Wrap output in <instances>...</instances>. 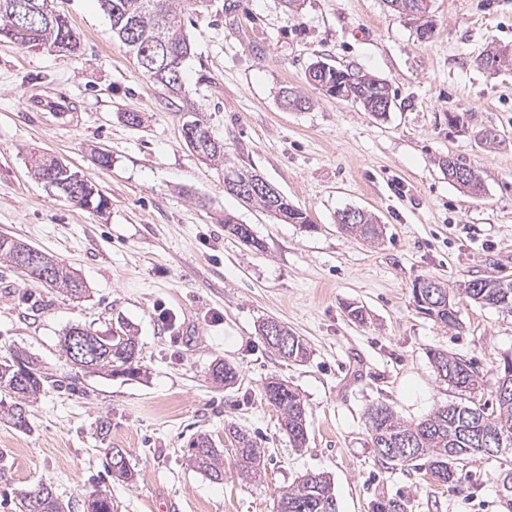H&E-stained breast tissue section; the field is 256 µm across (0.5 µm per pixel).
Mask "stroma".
<instances>
[{
	"label": "stroma",
	"mask_w": 512,
	"mask_h": 512,
	"mask_svg": "<svg viewBox=\"0 0 512 512\" xmlns=\"http://www.w3.org/2000/svg\"><path fill=\"white\" fill-rule=\"evenodd\" d=\"M193 53L183 67L197 116L223 141L227 163L262 175L306 211L312 225L275 222L224 189V166L203 163L182 134L188 116L112 40L99 0H54L80 37L77 52L28 50L0 40V234L75 268L85 298L21 277L0 262V356L25 351L55 378L22 432L0 421V512L16 494L52 486L70 512L97 490L114 512H278L304 474H324L338 512H512V464L467 458L442 485L427 469L389 466L367 432L372 405L416 423L463 402L430 361L445 350L483 380L494 405L497 370L512 354V313L459 294L480 277L512 280V65L490 66L489 45L512 55V0H430L431 32L386 0H179ZM323 60L384 79L393 105L378 119L306 80ZM294 87L308 109L281 106ZM67 98L68 119L32 111L31 100ZM139 115L127 124L123 113ZM491 130L495 147L479 139ZM112 164H95V149ZM41 150L87 175L109 199L95 211L36 180ZM473 168L483 191L449 182L439 165ZM362 208L383 227L375 243L342 230L336 215ZM249 225L258 247L224 230ZM444 282L458 323L420 313L416 280ZM362 307L365 322L349 315ZM273 318L310 348L306 362L266 347ZM130 325L141 373L106 376L65 359L71 326L110 334ZM236 367L216 384L212 366ZM302 397L308 440L295 447L268 403L269 378ZM108 420L100 436L97 424ZM246 429L266 454L262 479L242 478L224 451V479L192 468L189 444L224 428ZM122 448L137 483L113 479L109 449Z\"/></svg>",
	"instance_id": "obj_1"
}]
</instances>
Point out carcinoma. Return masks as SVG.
Here are the masks:
<instances>
[{"mask_svg":"<svg viewBox=\"0 0 512 512\" xmlns=\"http://www.w3.org/2000/svg\"><path fill=\"white\" fill-rule=\"evenodd\" d=\"M101 6L109 17L112 37L119 47L130 56L137 58L147 53L155 45L158 36L168 46L169 69L163 74L164 81L155 78L156 72L141 67L144 77L166 90L171 83L180 90L184 88L183 63L189 57L192 46L182 23V10L176 0H101ZM0 38H5L25 48L36 44L46 49L74 51L79 47V36L66 18L55 11L50 12V20L36 10H31L27 27L20 31L15 28L9 16L0 11ZM376 81L367 73L353 69L330 68L320 87L331 97L351 99L359 103L365 111H370L378 90ZM217 163L224 165V188L237 195L236 184L251 175L224 160V143H219ZM29 165L33 176L38 179L54 178L60 183L69 181L68 170L54 164L47 154L32 152ZM82 200L79 205L105 209L109 200L100 193L91 179H86L81 187ZM246 203L262 209L275 221L290 224H302L313 227L306 212L292 205L287 197H267L255 194ZM224 229L241 243L255 248L260 247L247 224H239L230 217H224ZM344 230L365 241L372 242L380 237L373 218L363 224H350ZM34 247L15 238L0 236V260L22 276L38 279L27 262L26 253ZM482 287H473V281H467L461 293L469 299L512 313V281L494 277L481 278ZM53 288L78 297L84 292L83 281L74 274L62 260L55 259V271L47 281ZM418 307L427 315L448 326L457 323L456 312L448 311V300L432 299V305H425L415 299ZM97 342L95 356L90 359V369L102 371L112 376L122 374L135 376L140 373L137 338L130 331L119 328L106 340L85 326L75 325L64 333L61 350L66 359H71L68 337L76 331ZM288 336V349L284 350L270 340L268 348L279 357L291 362H304L309 357L304 339L285 330ZM431 360L440 380L469 393L466 402H451L437 408L433 413L417 423L400 419L386 404H376L368 409V425L371 443L378 456L392 465L424 461L431 475L437 481L448 484L455 481L457 461L465 457H478L476 451L479 441L491 442V447L501 449L503 461L512 457V356L504 357L498 370L496 388V407L488 409L477 400L481 391L480 377L466 361L443 350L431 353ZM52 382V375L44 371L37 363L21 350H15L0 360V391L12 395V402L0 408V420L12 425L19 431L30 430L29 408L46 391ZM266 400L275 406L281 415V425L296 447H302L308 437L307 412L300 394L289 385L270 380L265 387ZM228 436L234 441L235 466L240 475L255 478L265 469L264 451L258 448L249 433L241 428L229 426ZM191 460L194 467L214 481L224 480V449L218 447L215 440L203 434L192 441ZM127 452L122 448L109 449L108 469L113 477L133 482L137 473L124 459ZM42 495V512H64L52 487L38 483L22 489L18 493L20 512L29 509L33 496ZM279 512H337L336 495L330 479L321 474H307L280 495Z\"/></svg>","mask_w":512,"mask_h":512,"instance_id":"obj_1","label":"carcinoma"}]
</instances>
